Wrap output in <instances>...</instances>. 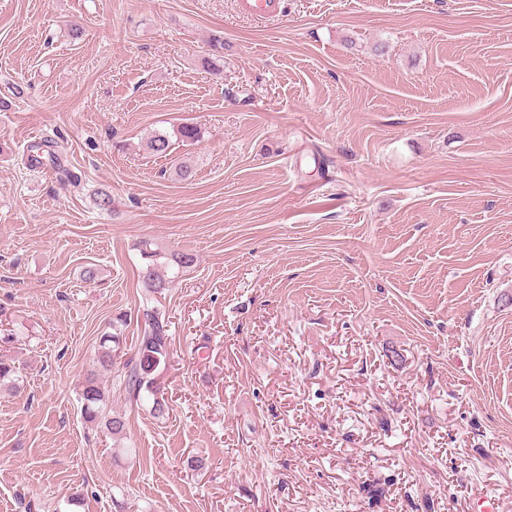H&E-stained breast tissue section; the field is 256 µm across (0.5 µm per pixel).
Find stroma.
<instances>
[{"instance_id":"1","label":"stroma","mask_w":512,"mask_h":512,"mask_svg":"<svg viewBox=\"0 0 512 512\" xmlns=\"http://www.w3.org/2000/svg\"><path fill=\"white\" fill-rule=\"evenodd\" d=\"M236 2L0 0V512H512V0ZM285 0H238L239 11L249 17L266 20L282 16ZM143 255L147 262L142 266L140 270V277L151 292L160 294L163 292V290L168 288L170 281L164 274L162 267L158 266V264L153 259L155 255L152 252H148L147 245L145 249H143ZM146 324L144 332L139 336L135 358L124 362L123 382L126 391L134 398H140L143 393L152 397L154 411L162 413L166 401L163 404L157 397V390L153 384V374L169 357L170 340L168 334V323L165 318L162 320L160 313L148 304L143 307ZM149 322V324H147ZM112 343L114 346L112 347ZM95 360V368L90 370L80 386L81 412L89 423H96L104 419L105 429L112 435L123 432L125 422L120 416H105V389L99 381L100 372L112 371L117 351L119 349L118 336L104 332L100 336L99 346ZM117 347V348H115Z\"/></svg>"}]
</instances>
